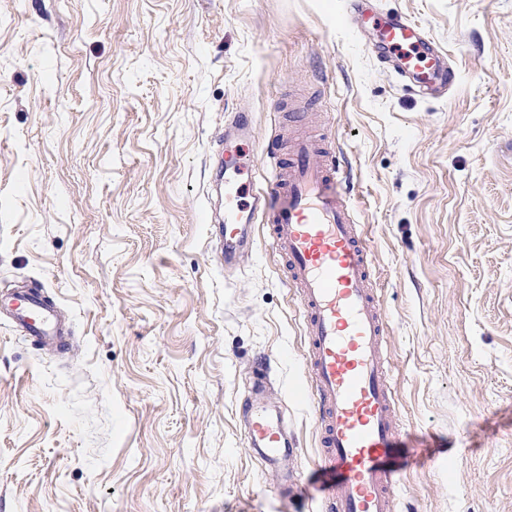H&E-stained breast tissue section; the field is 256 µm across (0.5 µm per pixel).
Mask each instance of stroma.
<instances>
[{
  "mask_svg": "<svg viewBox=\"0 0 512 512\" xmlns=\"http://www.w3.org/2000/svg\"><path fill=\"white\" fill-rule=\"evenodd\" d=\"M426 29L447 96L378 64L348 0H0V294L40 287L64 350L0 320V512H322L302 309L265 235L210 237L224 124L293 113L353 166L389 316L396 512H512V0H372ZM297 451L269 470L259 362Z\"/></svg>",
  "mask_w": 512,
  "mask_h": 512,
  "instance_id": "stroma-1",
  "label": "stroma"
}]
</instances>
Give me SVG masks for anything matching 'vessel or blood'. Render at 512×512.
<instances>
[{
	"label": "vessel or blood",
	"instance_id": "b4317fda",
	"mask_svg": "<svg viewBox=\"0 0 512 512\" xmlns=\"http://www.w3.org/2000/svg\"><path fill=\"white\" fill-rule=\"evenodd\" d=\"M360 24L373 34L377 57L412 87L432 93L452 84L444 55L407 16L373 8L361 13ZM252 136L242 113L224 131L232 154L224 161V219L214 227L224 265H237L253 249L255 224L263 222L305 317L311 383L301 395L319 428L315 473L328 493L326 506L329 512H395L390 490L403 457L388 381V322L373 286L372 245L355 218L352 172L340 167L327 140L299 139L284 162L267 148L274 176L256 188L243 147ZM270 192L285 193L287 206L263 209ZM0 314L36 345L60 350L67 344V328L36 291L19 289L0 299ZM245 427L250 447L268 466L292 454L282 416L267 403H246Z\"/></svg>",
	"mask_w": 512,
	"mask_h": 512
}]
</instances>
